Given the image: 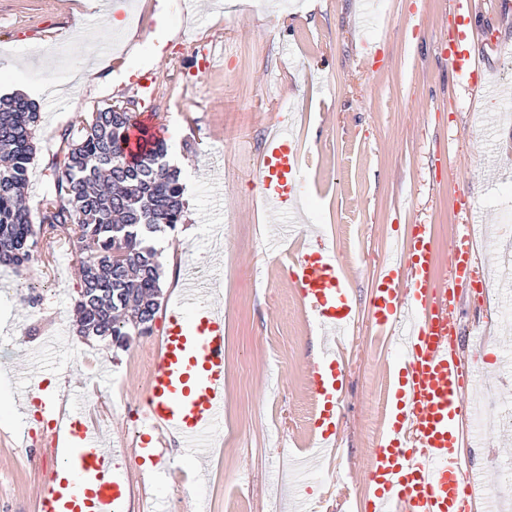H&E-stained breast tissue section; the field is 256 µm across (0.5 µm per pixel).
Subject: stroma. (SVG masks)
<instances>
[{
    "label": "stroma",
    "instance_id": "1",
    "mask_svg": "<svg viewBox=\"0 0 512 512\" xmlns=\"http://www.w3.org/2000/svg\"><path fill=\"white\" fill-rule=\"evenodd\" d=\"M126 29L103 31L86 24L91 0H0V48L21 58L12 80L45 89L37 107L36 155L24 197L41 201L50 185L49 162L64 131L83 126L89 113L118 104L150 123L181 170L190 199L183 224L192 235L158 234L164 268L163 299L153 333L127 350L96 336L77 335L75 301L80 291L75 247H56L51 269L0 266V395L34 379L50 385L64 378L68 391L88 407L108 412L115 448L144 432L133 408L143 405L160 339L186 270L209 272L211 301L224 316V420L213 447L198 465L205 475L200 495L173 502L175 486L190 485L188 453L174 439L161 452L166 475L131 471L132 512H295L298 495L325 501L336 512L342 492L358 506L370 495V448L383 428L392 346L371 321V300L386 258L401 255L411 225L434 228L436 271L446 274L452 240L474 207L475 281L460 291L455 315L465 337L466 364L496 372L499 383L469 392L482 432L470 447L485 489L508 493L500 465L512 464V315H499L487 289L495 282L502 252L512 250L502 225L512 210V17H500L494 0H471L466 42L483 54L503 97H471L438 53L457 33L447 0H374L371 25L363 0H224V16L191 0H128ZM163 11L165 28L155 23ZM133 39L129 60L106 62L89 84L71 74L85 57L59 52V41L95 47ZM165 41L162 60L154 46ZM224 45L222 66L200 62L205 44ZM152 73V97L133 80ZM288 125L291 147L314 164L320 184L311 201L312 221L301 235L321 238L336 257L357 323L340 354L346 371L342 411L336 422L338 459L312 462L313 477L300 480L291 445L308 439L318 423L309 407L310 376L323 343L303 313L285 256L290 248L259 195L257 163L269 130ZM489 333L484 346L470 333ZM110 370L102 381L101 370ZM0 434V512H38L44 453H17L18 416Z\"/></svg>",
    "mask_w": 512,
    "mask_h": 512
}]
</instances>
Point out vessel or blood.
Wrapping results in <instances>:
<instances>
[{"label": "vessel or blood", "instance_id": "obj_1", "mask_svg": "<svg viewBox=\"0 0 512 512\" xmlns=\"http://www.w3.org/2000/svg\"><path fill=\"white\" fill-rule=\"evenodd\" d=\"M440 53L480 94L493 93L469 49L444 43ZM288 143L286 129L271 132L260 159V194L270 212L294 216L301 212L296 185L304 162ZM474 258L469 232L459 233L449 274L437 275L433 227L417 224L404 258L388 261L380 275L371 320L394 347L393 407L374 443L368 512H474L481 473L461 450V427L466 390L482 371L461 361L453 303L474 274ZM289 262L318 330L346 334L355 313L335 257L307 242ZM203 294L195 273L186 272L147 387L148 431L128 448L102 447L99 429L59 396L47 395L54 462L39 512H127L129 464L162 472L160 447L168 435L194 442L223 416L224 325ZM342 378L335 350L324 347L313 368L320 422L335 424Z\"/></svg>", "mask_w": 512, "mask_h": 512}]
</instances>
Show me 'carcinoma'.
Listing matches in <instances>:
<instances>
[{
    "mask_svg": "<svg viewBox=\"0 0 512 512\" xmlns=\"http://www.w3.org/2000/svg\"><path fill=\"white\" fill-rule=\"evenodd\" d=\"M39 111L23 96L0 97V263L17 269L66 239L79 251L78 332L125 348L152 333L161 306L162 268L152 245L184 212L181 172L163 140L130 148L135 116L112 105L65 131L51 162V187L39 219L23 204Z\"/></svg>",
    "mask_w": 512,
    "mask_h": 512,
    "instance_id": "carcinoma-1",
    "label": "carcinoma"
}]
</instances>
